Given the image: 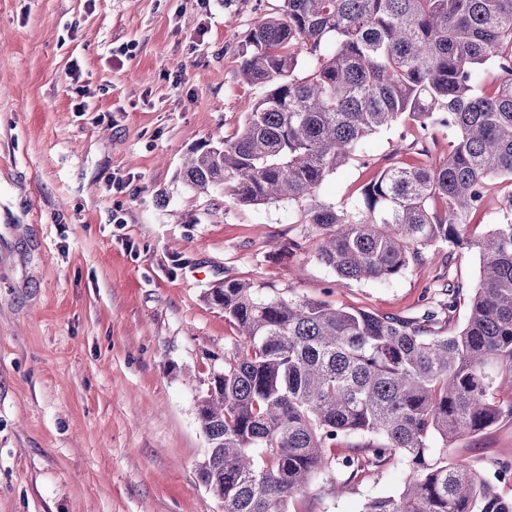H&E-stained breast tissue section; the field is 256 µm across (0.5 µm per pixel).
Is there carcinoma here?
Masks as SVG:
<instances>
[{"label":"carcinoma","instance_id":"obj_1","mask_svg":"<svg viewBox=\"0 0 512 512\" xmlns=\"http://www.w3.org/2000/svg\"><path fill=\"white\" fill-rule=\"evenodd\" d=\"M240 71L264 93L236 137L192 151L193 188L304 205L318 261L344 283L390 282L437 244L476 249L480 271L419 318L224 279L207 301L242 341L212 357L197 397L199 481L222 512H288L325 473L340 489L398 463L402 487L362 512H512L498 490L511 463L492 481L448 461L457 439L512 418V0H284ZM407 119L414 145L448 130V154L386 168L352 207L319 200L370 135ZM498 191L503 218L469 239ZM465 287L467 318L447 332Z\"/></svg>","mask_w":512,"mask_h":512}]
</instances>
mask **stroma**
Returning <instances> with one entry per match:
<instances>
[{"mask_svg": "<svg viewBox=\"0 0 512 512\" xmlns=\"http://www.w3.org/2000/svg\"><path fill=\"white\" fill-rule=\"evenodd\" d=\"M282 0H0V512H220L197 478L206 356L239 336L206 300L231 277L261 294L411 317L476 249H432L388 283L341 285L301 206L242 205L184 181L186 154L233 136L262 88L240 62ZM372 135L319 198L351 205L380 171L448 153ZM123 179L124 189L109 184ZM493 475L512 420L448 453ZM390 465L341 493L332 476L288 512H361Z\"/></svg>", "mask_w": 512, "mask_h": 512, "instance_id": "stroma-1", "label": "stroma"}]
</instances>
